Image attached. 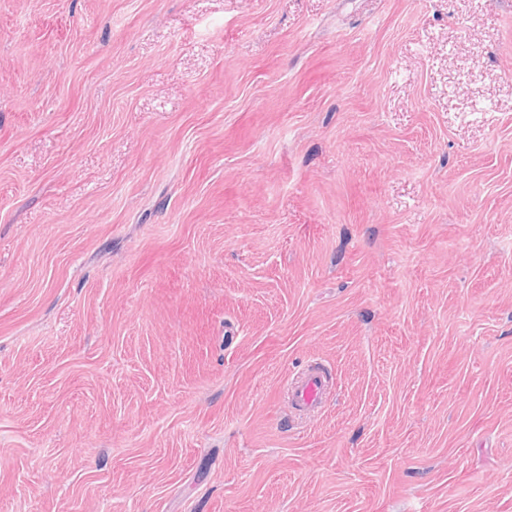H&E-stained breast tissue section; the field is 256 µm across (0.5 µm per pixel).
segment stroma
<instances>
[{"label":"stroma","instance_id":"stroma-1","mask_svg":"<svg viewBox=\"0 0 512 512\" xmlns=\"http://www.w3.org/2000/svg\"><path fill=\"white\" fill-rule=\"evenodd\" d=\"M0 512H512V0H0ZM329 385L330 381L321 368L309 365L288 382L292 405L298 412L314 410L322 403Z\"/></svg>","mask_w":512,"mask_h":512}]
</instances>
